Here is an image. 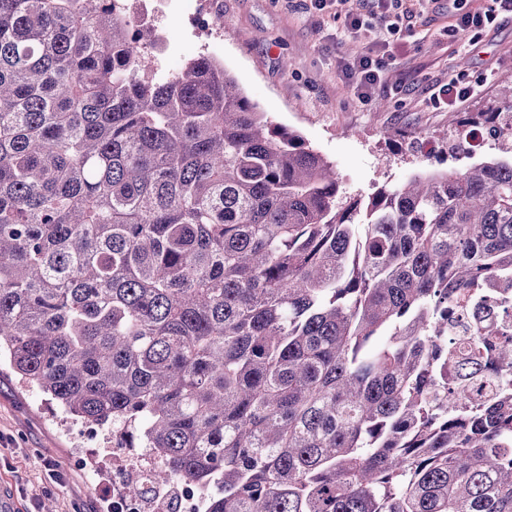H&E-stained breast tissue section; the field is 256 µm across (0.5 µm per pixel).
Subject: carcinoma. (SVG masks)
<instances>
[{
  "label": "carcinoma",
  "mask_w": 512,
  "mask_h": 512,
  "mask_svg": "<svg viewBox=\"0 0 512 512\" xmlns=\"http://www.w3.org/2000/svg\"><path fill=\"white\" fill-rule=\"evenodd\" d=\"M88 0H0V357L150 448L206 512H512V335L448 304L512 290L501 156L342 200L326 158L218 62L152 72Z\"/></svg>",
  "instance_id": "carcinoma-1"
}]
</instances>
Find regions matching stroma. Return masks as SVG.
I'll return each mask as SVG.
<instances>
[{
	"label": "stroma",
	"mask_w": 512,
	"mask_h": 512,
	"mask_svg": "<svg viewBox=\"0 0 512 512\" xmlns=\"http://www.w3.org/2000/svg\"><path fill=\"white\" fill-rule=\"evenodd\" d=\"M231 31L207 38L194 0H173L160 22L170 53L160 65L179 72L209 43V54L237 80L244 94L274 123L297 131L334 167L342 196H370L422 171L467 165L448 142L465 113L497 103L501 84L512 82V19L479 34L448 35L454 18L445 0H425L407 21L378 100L361 104L341 73L350 52L376 48L379 30L350 37L342 21L322 15L310 0H222ZM462 73L484 82L482 93L449 112L436 110L430 89ZM81 446L77 429L46 396L24 386L0 364V486L20 512H112L117 477L100 472L89 486L70 465Z\"/></svg>",
	"instance_id": "1"
}]
</instances>
